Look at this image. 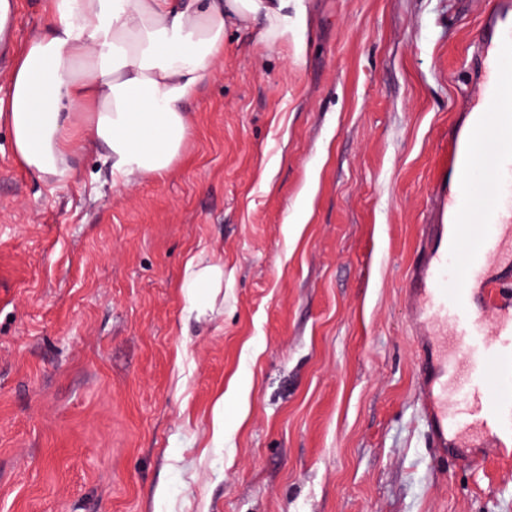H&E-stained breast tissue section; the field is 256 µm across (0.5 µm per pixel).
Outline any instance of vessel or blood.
Listing matches in <instances>:
<instances>
[{
	"label": "vessel or blood",
	"instance_id": "1",
	"mask_svg": "<svg viewBox=\"0 0 512 512\" xmlns=\"http://www.w3.org/2000/svg\"><path fill=\"white\" fill-rule=\"evenodd\" d=\"M469 86L438 161L427 249L409 276L421 411L438 454L492 441L512 458V0H497L469 55ZM494 310V325L483 314Z\"/></svg>",
	"mask_w": 512,
	"mask_h": 512
}]
</instances>
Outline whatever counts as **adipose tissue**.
<instances>
[{
  "instance_id": "1",
  "label": "adipose tissue",
  "mask_w": 512,
  "mask_h": 512,
  "mask_svg": "<svg viewBox=\"0 0 512 512\" xmlns=\"http://www.w3.org/2000/svg\"><path fill=\"white\" fill-rule=\"evenodd\" d=\"M44 11V31L11 52L0 121L21 165L55 182L88 150L114 181L163 179L187 135L183 104L223 60L226 27L270 45L295 24L288 0H45ZM184 285L204 316L224 267L191 257Z\"/></svg>"
}]
</instances>
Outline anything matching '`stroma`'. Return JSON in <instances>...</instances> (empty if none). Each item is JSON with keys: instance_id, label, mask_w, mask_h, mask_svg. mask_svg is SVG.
Segmentation results:
<instances>
[{"instance_id": "obj_1", "label": "stroma", "mask_w": 512, "mask_h": 512, "mask_svg": "<svg viewBox=\"0 0 512 512\" xmlns=\"http://www.w3.org/2000/svg\"><path fill=\"white\" fill-rule=\"evenodd\" d=\"M496 0H289L227 29L168 176L57 187L0 123V512H512L428 446L406 285ZM224 265L188 317L187 261Z\"/></svg>"}]
</instances>
